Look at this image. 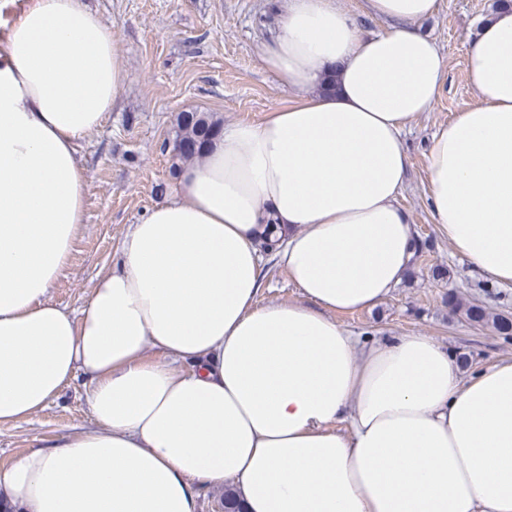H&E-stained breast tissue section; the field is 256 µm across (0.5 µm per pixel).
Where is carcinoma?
<instances>
[{"label":"carcinoma","mask_w":512,"mask_h":512,"mask_svg":"<svg viewBox=\"0 0 512 512\" xmlns=\"http://www.w3.org/2000/svg\"><path fill=\"white\" fill-rule=\"evenodd\" d=\"M223 131L224 124L206 112L179 113L173 141L166 145L170 154V171L176 174L185 163L202 158L205 146L221 136ZM279 233L280 225L267 222L261 237V247L267 252L276 250L280 240ZM448 308L464 312L466 319L472 323H492L494 329L505 339L512 337V317L493 315L478 305L465 307L453 293L448 294Z\"/></svg>","instance_id":"1"}]
</instances>
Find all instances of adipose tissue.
I'll return each mask as SVG.
<instances>
[{
	"label": "adipose tissue",
	"instance_id": "1",
	"mask_svg": "<svg viewBox=\"0 0 512 512\" xmlns=\"http://www.w3.org/2000/svg\"><path fill=\"white\" fill-rule=\"evenodd\" d=\"M438 8L282 0L258 59L295 101L226 126L71 310L48 293L125 70L85 0H25L0 46V424L77 380L92 423L0 468V512H197L224 486L245 512H512V358L465 378L432 337L335 320L409 274L402 134L446 78L416 29ZM467 78L480 102L432 136L428 208L512 287L511 10L481 25ZM270 219L301 301L257 303Z\"/></svg>",
	"mask_w": 512,
	"mask_h": 512
}]
</instances>
